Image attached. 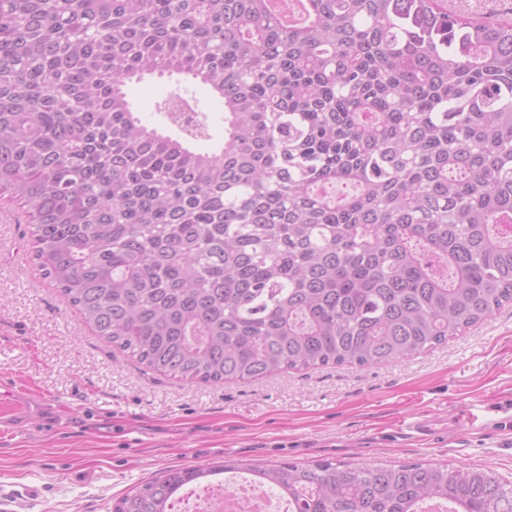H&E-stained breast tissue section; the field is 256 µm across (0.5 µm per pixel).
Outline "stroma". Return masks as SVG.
<instances>
[{"mask_svg":"<svg viewBox=\"0 0 512 512\" xmlns=\"http://www.w3.org/2000/svg\"><path fill=\"white\" fill-rule=\"evenodd\" d=\"M175 93L208 116L197 148L221 144L224 104L207 85L174 73L127 87L142 123L168 135L159 106ZM19 214L0 201V512H112L163 469L227 457L446 464L512 479V308L400 363L180 381L101 340L42 280ZM18 390L44 412L20 419ZM421 413L443 434H412Z\"/></svg>","mask_w":512,"mask_h":512,"instance_id":"stroma-1","label":"stroma"}]
</instances>
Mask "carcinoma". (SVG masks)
Returning a JSON list of instances; mask_svg holds the SVG:
<instances>
[{
	"label": "carcinoma",
	"mask_w": 512,
	"mask_h": 512,
	"mask_svg": "<svg viewBox=\"0 0 512 512\" xmlns=\"http://www.w3.org/2000/svg\"><path fill=\"white\" fill-rule=\"evenodd\" d=\"M0 0V197L31 260L105 342L220 383L399 363L512 306V19L446 0ZM184 73L224 101L125 88ZM352 191L331 196L326 186ZM248 472L291 512H512V481L448 466L239 459L172 467L112 512H170ZM179 93L192 101L198 110L208 116L211 139L199 140L195 146L208 151L224 142V103L211 89L185 74L165 73L163 76H148L143 82L132 83L127 87L129 100L143 124L155 127L164 134H174L177 130L166 122L159 105L172 94Z\"/></svg>",
	"instance_id": "1"
}]
</instances>
